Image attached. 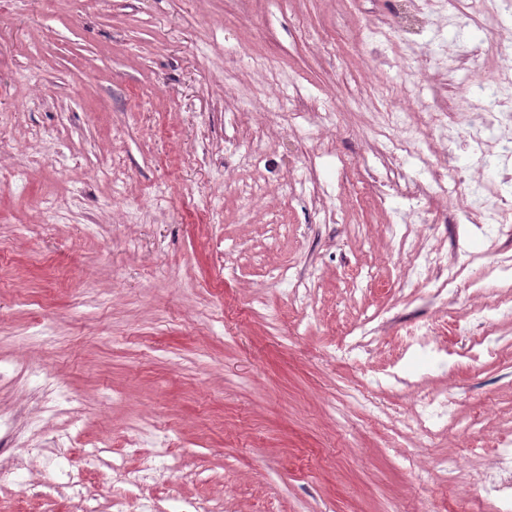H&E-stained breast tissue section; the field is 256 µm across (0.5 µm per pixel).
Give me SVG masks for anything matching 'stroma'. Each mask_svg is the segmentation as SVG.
<instances>
[{"mask_svg": "<svg viewBox=\"0 0 512 512\" xmlns=\"http://www.w3.org/2000/svg\"><path fill=\"white\" fill-rule=\"evenodd\" d=\"M448 12L395 51L388 0H0V416L19 448L65 438L75 470L90 443L112 458L137 439L130 468L170 444L141 488L165 512H460L484 445L512 435V319L480 309L512 298L487 274L512 236L414 197L463 165L493 204L512 156L454 127L437 142L420 110L458 111L492 52ZM405 127L420 157L391 156ZM411 250L463 265L447 300L434 268L407 275ZM433 319L449 369L408 362L365 410L356 393ZM362 326V356L335 357ZM482 332L497 358L466 356ZM426 391L452 415L415 436ZM40 482L0 485V512H81Z\"/></svg>", "mask_w": 512, "mask_h": 512, "instance_id": "obj_1", "label": "stroma"}]
</instances>
